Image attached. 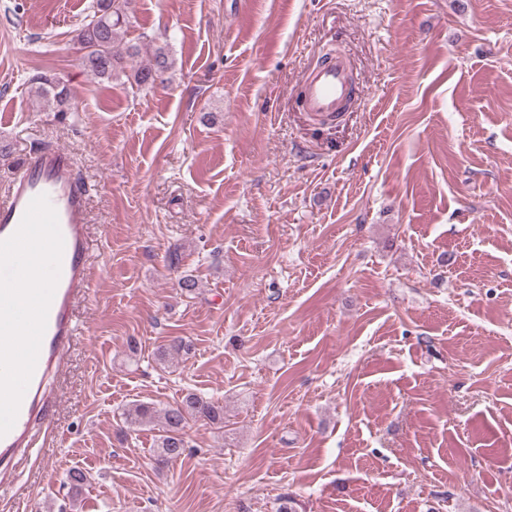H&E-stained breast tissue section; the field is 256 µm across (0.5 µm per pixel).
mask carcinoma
Segmentation results:
<instances>
[{"label":"carcinoma","mask_w":512,"mask_h":512,"mask_svg":"<svg viewBox=\"0 0 512 512\" xmlns=\"http://www.w3.org/2000/svg\"><path fill=\"white\" fill-rule=\"evenodd\" d=\"M130 0H95L93 15L77 35L80 45L90 49L81 57V64L92 76L110 80L120 74L133 81L141 89L155 86V78L165 76L172 69L173 61L167 50L157 47L146 59H139V47L131 44L125 52L115 48L119 31L130 23ZM31 91L54 107L57 112L69 110V89L54 78L40 75L33 79ZM192 345L177 339L160 349L159 359L169 361L185 359ZM161 417V430L153 450L155 464L162 468L180 459L187 447L185 430L189 423H201L216 430L224 428V401L188 392L181 401L157 411L145 403L129 405L121 413L123 424L128 428H142Z\"/></svg>","instance_id":"1"}]
</instances>
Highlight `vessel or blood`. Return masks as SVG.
<instances>
[{"label": "vessel or blood", "mask_w": 512, "mask_h": 512, "mask_svg": "<svg viewBox=\"0 0 512 512\" xmlns=\"http://www.w3.org/2000/svg\"><path fill=\"white\" fill-rule=\"evenodd\" d=\"M352 95L348 62L336 56L307 73L302 103L330 116ZM90 195L71 153L49 147L26 156L0 198L1 461L25 455L49 432L56 400L48 382L84 333L76 311L91 294ZM45 263V288L18 299L15 284Z\"/></svg>", "instance_id": "vessel-or-blood-1"}]
</instances>
